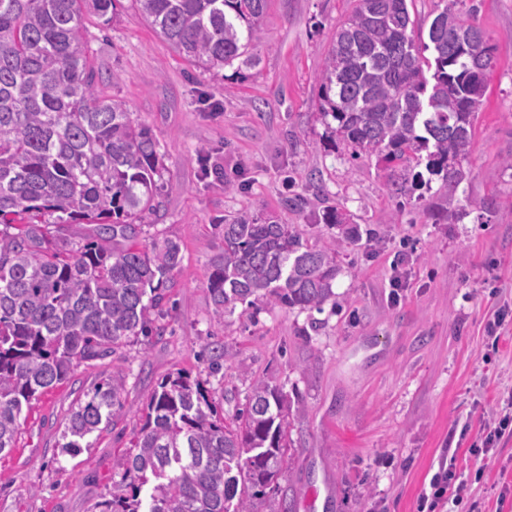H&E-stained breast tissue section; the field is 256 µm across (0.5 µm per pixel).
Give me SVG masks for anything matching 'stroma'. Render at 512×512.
Masks as SVG:
<instances>
[{
    "label": "stroma",
    "instance_id": "obj_1",
    "mask_svg": "<svg viewBox=\"0 0 512 512\" xmlns=\"http://www.w3.org/2000/svg\"><path fill=\"white\" fill-rule=\"evenodd\" d=\"M479 3L496 65L452 195L440 180L414 189L379 158H352L321 119L317 77L354 0H268L256 65L216 74L176 52L131 0H118L108 30L87 20L101 90L152 128L164 155L163 205L144 216L139 241L174 239L182 261L155 319L163 336L80 365L23 411L16 446L0 458V512H91L120 479L153 388L177 371L202 381L228 421L255 381L283 388L292 449L277 497L293 512H512V437L471 450L512 415V0ZM449 198L461 221L435 223ZM333 206L357 242L325 222ZM241 212L334 242L335 302L241 304L211 318L220 226ZM398 258L401 288L391 285ZM115 375L127 390L122 415L62 451L71 410ZM444 466L466 495L433 510L426 497Z\"/></svg>",
    "mask_w": 512,
    "mask_h": 512
}]
</instances>
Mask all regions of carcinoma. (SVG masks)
Instances as JSON below:
<instances>
[{"label":"carcinoma","mask_w":512,"mask_h":512,"mask_svg":"<svg viewBox=\"0 0 512 512\" xmlns=\"http://www.w3.org/2000/svg\"><path fill=\"white\" fill-rule=\"evenodd\" d=\"M155 32L194 65L253 61L268 0H132ZM449 4L433 18L435 84L408 34L407 0H356L325 54L319 110L353 156L407 161L453 197L465 179L474 123L494 48L475 7ZM113 0H0V455L14 448L23 408L83 363L139 337L163 335L162 314L180 244L138 246L137 222L162 205L163 155L125 102L102 96L85 20L112 25ZM466 45L464 54L458 48ZM91 224L78 241L50 226ZM341 272L336 247L308 244L272 216L224 224V253L208 278L210 313L223 319L248 299L322 309ZM124 380L99 383L65 424L63 448L121 415ZM290 403L265 381L228 424L204 384L185 372L152 391L119 482L93 512H253L278 491L289 448ZM154 483L143 503V486Z\"/></svg>","instance_id":"cac0c4a2"}]
</instances>
